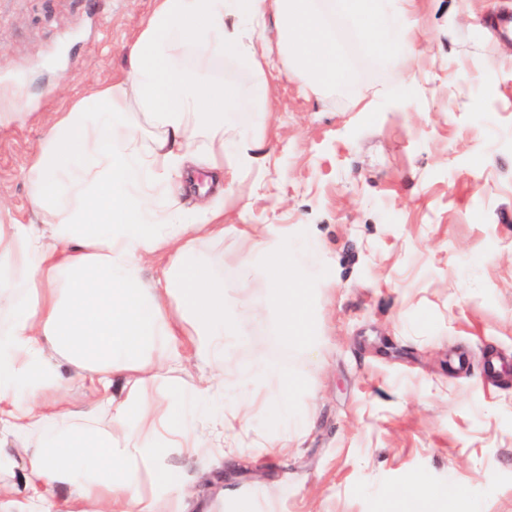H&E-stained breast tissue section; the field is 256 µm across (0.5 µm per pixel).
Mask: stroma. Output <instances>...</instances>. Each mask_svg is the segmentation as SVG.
<instances>
[{"instance_id":"1","label":"stroma","mask_w":512,"mask_h":512,"mask_svg":"<svg viewBox=\"0 0 512 512\" xmlns=\"http://www.w3.org/2000/svg\"><path fill=\"white\" fill-rule=\"evenodd\" d=\"M154 0H0V222L28 223L23 176L55 113L120 79ZM512 0H418L416 53L381 66L344 35L353 95L275 76L268 160L236 174L225 224L316 239L315 354L291 349L227 233L206 254L254 311L236 348L300 378L303 432L281 452L253 412L242 455L171 449L186 512H395V489L461 491L512 512ZM371 101L357 111L354 97ZM31 116H6L12 100Z\"/></svg>"}]
</instances>
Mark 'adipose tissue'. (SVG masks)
I'll use <instances>...</instances> for the list:
<instances>
[{"instance_id": "1", "label": "adipose tissue", "mask_w": 512, "mask_h": 512, "mask_svg": "<svg viewBox=\"0 0 512 512\" xmlns=\"http://www.w3.org/2000/svg\"><path fill=\"white\" fill-rule=\"evenodd\" d=\"M416 2L155 0L123 77L56 113L24 174L33 221L0 224V445L28 461L23 483L0 478V512H62L59 486L78 512H171L146 494L173 483L161 459L172 448L238 454L233 420L252 387L279 423L293 421L298 380L230 355L253 307L227 297L202 255L224 240L223 195L187 209L175 189L199 170L219 185L225 166H261L271 71L305 96L351 88L340 26L377 61L411 57ZM228 58L249 90L215 76ZM314 250L270 224L235 256L264 280L280 336L310 353L299 292L317 278ZM62 359L93 387L89 410H62ZM191 366L199 377L186 390L176 375ZM152 372L165 395L148 396Z\"/></svg>"}]
</instances>
